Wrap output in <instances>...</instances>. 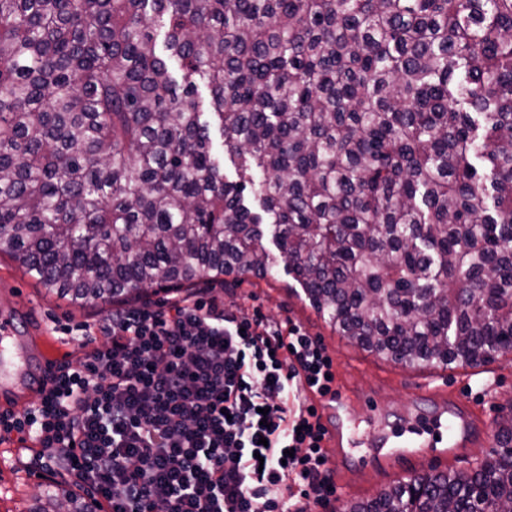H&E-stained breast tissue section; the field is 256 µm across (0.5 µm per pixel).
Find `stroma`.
Listing matches in <instances>:
<instances>
[{
  "mask_svg": "<svg viewBox=\"0 0 512 512\" xmlns=\"http://www.w3.org/2000/svg\"><path fill=\"white\" fill-rule=\"evenodd\" d=\"M204 290L223 296L225 308L239 302L241 292L253 294V307L270 325L284 319L300 324L309 335L322 340L333 358L336 377L351 397L353 423H369L359 453H367L382 437L392 435L401 420L413 417L425 407L415 390L423 383L446 386L465 400L462 413L478 412L483 418L486 438H493L502 413L512 409V354L477 367L442 369L403 367L370 354L333 333L330 326L310 307L300 286L284 265H277L273 278L242 281L225 277L220 283H204ZM115 304L99 302L80 306L50 293L35 278L24 274L18 263L0 257V312L17 311L25 335L50 330L61 333L63 326L94 323L115 311ZM486 450L480 446L450 457L430 452L391 462L386 468L362 469L356 463L337 465L328 460L336 485L334 501L325 512H348L357 502L373 499L383 489L432 470L467 473L480 462ZM44 486L35 476L18 469L15 462L0 464V512H32L44 497Z\"/></svg>",
  "mask_w": 512,
  "mask_h": 512,
  "instance_id": "35a3bbf8",
  "label": "stroma"
}]
</instances>
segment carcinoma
I'll use <instances>...</instances> for the list:
<instances>
[{"label":"carcinoma","instance_id":"obj_1","mask_svg":"<svg viewBox=\"0 0 512 512\" xmlns=\"http://www.w3.org/2000/svg\"><path fill=\"white\" fill-rule=\"evenodd\" d=\"M264 223L361 348L511 353L512 0H0V255L127 303L274 277ZM349 512H512V425Z\"/></svg>","mask_w":512,"mask_h":512}]
</instances>
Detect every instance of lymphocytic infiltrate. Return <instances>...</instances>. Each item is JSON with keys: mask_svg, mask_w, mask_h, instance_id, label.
I'll return each instance as SVG.
<instances>
[{"mask_svg": "<svg viewBox=\"0 0 512 512\" xmlns=\"http://www.w3.org/2000/svg\"><path fill=\"white\" fill-rule=\"evenodd\" d=\"M191 292L80 328L38 405L0 412V441L34 442L25 469L66 472L108 512H312L335 488L327 429L299 389L335 395L326 347ZM287 497L268 496L269 488Z\"/></svg>", "mask_w": 512, "mask_h": 512, "instance_id": "f902f5d3", "label": "lymphocytic infiltrate"}]
</instances>
